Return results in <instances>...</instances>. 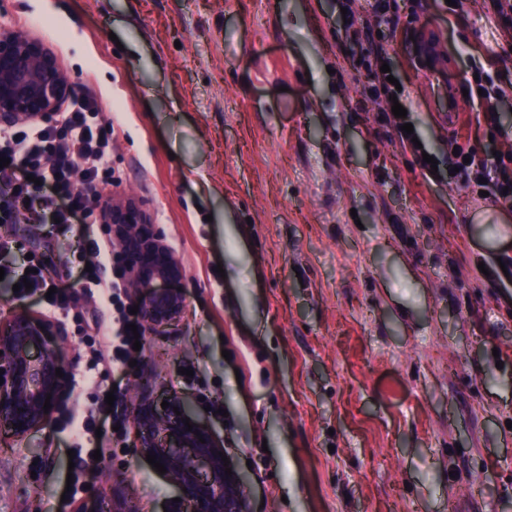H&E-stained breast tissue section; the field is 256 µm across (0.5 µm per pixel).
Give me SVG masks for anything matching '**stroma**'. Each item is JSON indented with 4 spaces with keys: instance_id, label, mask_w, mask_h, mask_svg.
<instances>
[{
    "instance_id": "obj_1",
    "label": "stroma",
    "mask_w": 512,
    "mask_h": 512,
    "mask_svg": "<svg viewBox=\"0 0 512 512\" xmlns=\"http://www.w3.org/2000/svg\"><path fill=\"white\" fill-rule=\"evenodd\" d=\"M387 5L357 39L377 0H0V28L57 29L75 93L119 125L120 182L89 192L96 236L112 234L104 203L139 201L186 297L132 363H94L80 329L112 314L84 288L87 240L61 254L50 225L0 223L13 265L35 253L72 296L52 316L0 287V324L52 316L62 397L105 424L78 438L55 412L0 437V512H90L106 492L118 510L181 512L134 446L144 371L156 401L203 411L247 478L248 512H512V201L450 174L459 144L512 154V12ZM389 76L436 177L371 96ZM491 208L507 223H475Z\"/></svg>"
}]
</instances>
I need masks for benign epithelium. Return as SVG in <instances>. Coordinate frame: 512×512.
Here are the masks:
<instances>
[{"instance_id":"benign-epithelium-1","label":"benign epithelium","mask_w":512,"mask_h":512,"mask_svg":"<svg viewBox=\"0 0 512 512\" xmlns=\"http://www.w3.org/2000/svg\"><path fill=\"white\" fill-rule=\"evenodd\" d=\"M72 94V84L58 54L41 37L27 30L0 34V128L55 118ZM103 223L112 226L120 245L123 265L132 286L139 289L136 303L149 329L175 320L184 296L161 282L182 277V267L162 243L159 225L148 218L134 200L112 203L102 210ZM63 332L27 311L14 314L0 325V431L17 437L41 427L55 405L64 368L57 349L47 343ZM158 409L143 396L134 410V446L142 455H154L164 464L188 512H247L244 479L234 471L225 474L224 451L206 421L195 415L179 396ZM178 411H173V408ZM193 430H188L185 420ZM201 437H196V434ZM205 442H200V439Z\"/></svg>"}]
</instances>
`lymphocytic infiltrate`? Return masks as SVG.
I'll return each instance as SVG.
<instances>
[{"mask_svg":"<svg viewBox=\"0 0 512 512\" xmlns=\"http://www.w3.org/2000/svg\"><path fill=\"white\" fill-rule=\"evenodd\" d=\"M113 131L112 123L100 121L95 103L81 96L72 98L55 126L0 129V157L9 161L0 169V222L14 224L27 215L41 224L57 220L68 226L89 217L87 198L75 188L74 175L83 172L90 183L111 181ZM454 165L466 184H482L491 199L512 200L511 155L491 166L473 150L462 148ZM85 287L99 305L117 312L111 327L85 328V336L98 344L100 354L122 359L133 348L131 326L138 323V316L122 304L118 279L92 272Z\"/></svg>","mask_w":512,"mask_h":512,"instance_id":"lymphocytic-infiltrate-1","label":"lymphocytic infiltrate"}]
</instances>
